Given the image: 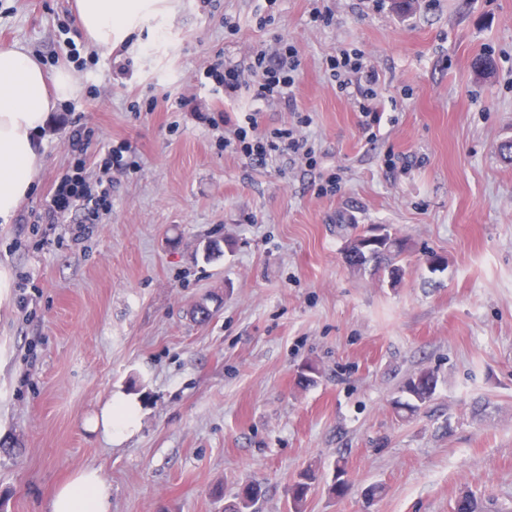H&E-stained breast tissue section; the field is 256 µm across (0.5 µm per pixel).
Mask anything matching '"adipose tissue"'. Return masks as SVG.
<instances>
[{
  "label": "adipose tissue",
  "instance_id": "obj_1",
  "mask_svg": "<svg viewBox=\"0 0 512 512\" xmlns=\"http://www.w3.org/2000/svg\"><path fill=\"white\" fill-rule=\"evenodd\" d=\"M161 2L76 0L79 27L97 45L109 48L124 40L141 18L160 12ZM74 89L68 69L46 76L25 46H0V223H9L30 194L41 162L36 136L57 101ZM48 512H112V486L99 469L83 468L55 490Z\"/></svg>",
  "mask_w": 512,
  "mask_h": 512
}]
</instances>
